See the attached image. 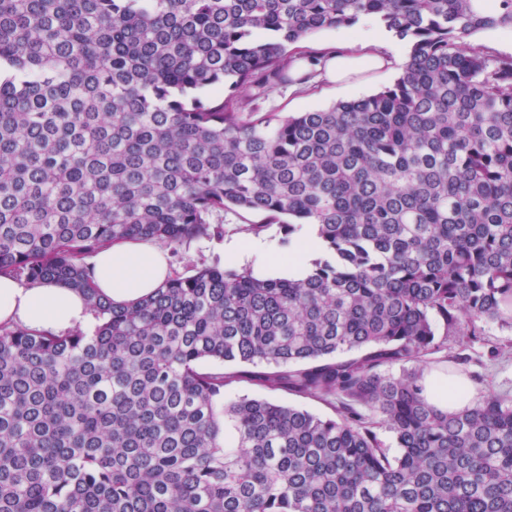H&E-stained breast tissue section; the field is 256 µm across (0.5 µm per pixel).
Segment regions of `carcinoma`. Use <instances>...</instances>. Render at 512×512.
I'll return each instance as SVG.
<instances>
[{
  "label": "carcinoma",
  "instance_id": "cac0c4a2",
  "mask_svg": "<svg viewBox=\"0 0 512 512\" xmlns=\"http://www.w3.org/2000/svg\"><path fill=\"white\" fill-rule=\"evenodd\" d=\"M362 17L410 45L393 86L259 112ZM497 28L512 0H0V272L97 319L0 324V512H512V398L444 413L421 385L448 337L512 328V57L469 42ZM236 209L312 227V273L96 294L98 250L220 239ZM260 364L336 416L230 395ZM359 30L346 27H338V28H329L324 29L319 32H316L310 35L305 40V45L309 48H317L325 43H345L353 38L355 34H357Z\"/></svg>",
  "mask_w": 512,
  "mask_h": 512
}]
</instances>
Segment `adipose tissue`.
<instances>
[{"instance_id":"adipose-tissue-1","label":"adipose tissue","mask_w":512,"mask_h":512,"mask_svg":"<svg viewBox=\"0 0 512 512\" xmlns=\"http://www.w3.org/2000/svg\"><path fill=\"white\" fill-rule=\"evenodd\" d=\"M374 38L355 37L350 49L333 45L321 52L297 59L295 75L313 74L315 79L348 84L351 76L381 68L385 56L374 50ZM322 244L311 233H302L291 261L278 257L275 242L259 235H242L226 241L225 260L245 266L253 260L264 263L268 278L300 280L311 270V262ZM173 270L165 248L152 241H117L102 249L91 260V276L100 293L117 306H126L154 293ZM95 316L81 291L55 282L25 285L12 274L0 273V323L29 331L63 336L87 330ZM424 394L443 411L473 406L477 401L474 388L463 379L435 372L426 374Z\"/></svg>"}]
</instances>
